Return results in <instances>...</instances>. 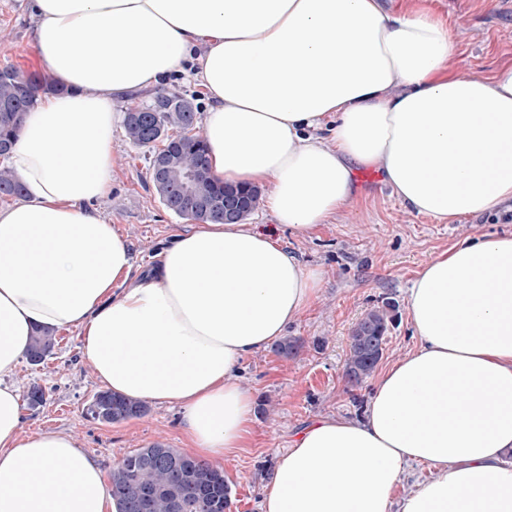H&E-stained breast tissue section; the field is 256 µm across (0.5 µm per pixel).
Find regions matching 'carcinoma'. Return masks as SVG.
Wrapping results in <instances>:
<instances>
[{
	"mask_svg": "<svg viewBox=\"0 0 512 512\" xmlns=\"http://www.w3.org/2000/svg\"><path fill=\"white\" fill-rule=\"evenodd\" d=\"M58 88L46 79L36 76L22 77L11 66L0 68V146H10L16 138L24 113L34 105L40 93L56 92ZM137 105L127 109L124 118L126 137L133 144L147 149V163L160 158L163 160L166 196L160 197L162 205L170 213L193 220L197 223L219 222L216 212L207 214L191 210L185 197L187 175L194 174L193 193L212 202H224V195L239 194L247 198L250 210L259 205L261 192L254 186L228 185L218 181L206 163V145L203 135L195 131L197 112L157 113L158 122L165 127L167 135L160 142L146 137L143 133ZM23 186L17 175L0 163V198L21 195ZM396 306L389 301L368 310L356 323H367L373 334L386 336L395 321ZM56 344L52 332L36 330L31 336L26 356L50 355ZM376 369V362L370 360L357 341L356 334L350 336L349 354L345 361L344 376L352 387L361 386ZM149 411L146 403L115 394L109 390L95 393L86 408V414L101 423L114 424L141 418ZM144 449L139 448L127 454L110 474L111 495L127 501L126 491L137 484L153 483L161 488L153 512H196L192 504L206 501L208 512H226L229 499V485L221 467L184 454L175 448H166L169 456L184 462L183 478L176 481L169 469L157 465L145 469L139 463Z\"/></svg>",
	"mask_w": 512,
	"mask_h": 512,
	"instance_id": "cac0c4a2",
	"label": "carcinoma"
}]
</instances>
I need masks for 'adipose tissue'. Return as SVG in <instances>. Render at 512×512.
<instances>
[{
    "mask_svg": "<svg viewBox=\"0 0 512 512\" xmlns=\"http://www.w3.org/2000/svg\"><path fill=\"white\" fill-rule=\"evenodd\" d=\"M38 67L57 85L6 158L0 206V512H120L97 463L59 431L24 433L8 377L35 330L78 329L113 393L178 406L199 459L240 448L254 401L242 361L316 299L318 271L249 224L176 235L136 271L96 207L112 183L117 101L183 74L209 94L207 163L267 188L307 236L351 200L357 169L439 222L512 202V66H452L447 25L379 0H34ZM418 344L362 420L313 421L278 455L262 512H512V236L465 239L407 290ZM433 474L401 502L409 468ZM23 186L17 175L6 165L0 163V205L11 203L16 196L21 195Z\"/></svg>",
    "mask_w": 512,
    "mask_h": 512,
    "instance_id": "obj_1",
    "label": "adipose tissue"
}]
</instances>
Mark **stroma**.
<instances>
[{
  "label": "stroma",
  "mask_w": 512,
  "mask_h": 512,
  "mask_svg": "<svg viewBox=\"0 0 512 512\" xmlns=\"http://www.w3.org/2000/svg\"><path fill=\"white\" fill-rule=\"evenodd\" d=\"M449 27L456 49L455 73L463 78H489L512 66V0H418ZM30 0H0V67L31 69ZM115 165L112 186L97 207L126 236L138 269L158 262L175 235L190 227L160 203L147 170L143 150L132 146L124 129L112 136ZM258 230L280 235L300 262L322 274L319 298L291 325L285 336L296 342L295 354L283 356L275 346L263 348L243 362V384L255 397L253 430L243 448L224 460V476L232 489L233 512H260L264 486L276 457L295 437L321 417H359L376 380L349 386L344 364L351 331L370 308L391 300L398 318L391 328L379 370H386L412 349L406 292L428 261L469 235H512V206L462 216L442 224L402 204L377 169H357L349 206L311 235L282 231L265 206L249 216ZM77 330H61L57 344L42 364L21 360L11 377L19 394L42 387L44 403L24 408V431L73 434L80 448L110 473L135 449L161 441L186 451L188 439L177 406L153 403L145 417L118 424L85 415L101 383L81 354Z\"/></svg>",
  "instance_id": "1"
}]
</instances>
